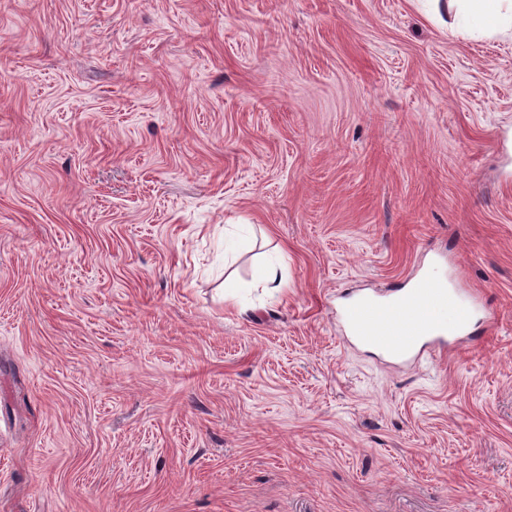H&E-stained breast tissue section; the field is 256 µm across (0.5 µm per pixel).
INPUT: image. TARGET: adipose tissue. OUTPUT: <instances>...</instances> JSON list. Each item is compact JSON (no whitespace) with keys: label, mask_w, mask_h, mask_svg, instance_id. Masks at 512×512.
<instances>
[{"label":"adipose tissue","mask_w":512,"mask_h":512,"mask_svg":"<svg viewBox=\"0 0 512 512\" xmlns=\"http://www.w3.org/2000/svg\"><path fill=\"white\" fill-rule=\"evenodd\" d=\"M454 29L461 34L512 31V0H448Z\"/></svg>","instance_id":"obj_1"}]
</instances>
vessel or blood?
Wrapping results in <instances>:
<instances>
[{"label":"vessel or blood","instance_id":"b4317fda","mask_svg":"<svg viewBox=\"0 0 512 512\" xmlns=\"http://www.w3.org/2000/svg\"><path fill=\"white\" fill-rule=\"evenodd\" d=\"M477 313L475 295L431 268L389 295L349 299L341 316L350 337L390 359L410 358L425 343L445 353L463 339Z\"/></svg>","mask_w":512,"mask_h":512}]
</instances>
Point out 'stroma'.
Returning <instances> with one entry per match:
<instances>
[{
  "instance_id": "stroma-1",
  "label": "stroma",
  "mask_w": 512,
  "mask_h": 512,
  "mask_svg": "<svg viewBox=\"0 0 512 512\" xmlns=\"http://www.w3.org/2000/svg\"><path fill=\"white\" fill-rule=\"evenodd\" d=\"M434 262L459 351L344 341ZM0 512H512V35L0 0Z\"/></svg>"
}]
</instances>
